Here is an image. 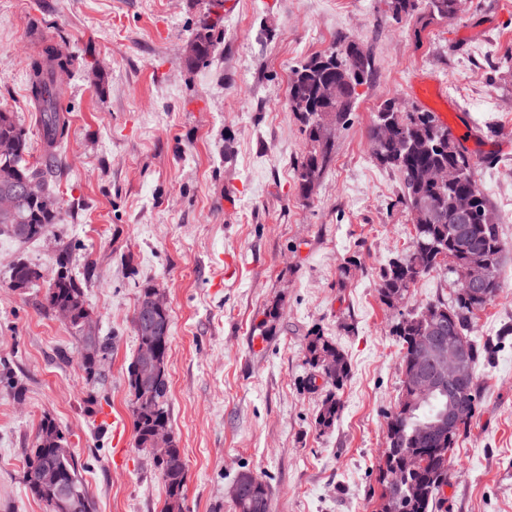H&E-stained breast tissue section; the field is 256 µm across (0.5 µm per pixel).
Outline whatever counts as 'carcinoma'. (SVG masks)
I'll list each match as a JSON object with an SVG mask.
<instances>
[{
    "mask_svg": "<svg viewBox=\"0 0 512 512\" xmlns=\"http://www.w3.org/2000/svg\"><path fill=\"white\" fill-rule=\"evenodd\" d=\"M422 5L433 18L452 19L458 14V0H388L389 10L398 21L413 15ZM220 22L221 15H212L208 8L199 16L191 38L197 46L196 54L183 60L186 67L193 68L210 62L222 35ZM72 63V58L56 55L55 48L50 44L44 45L38 54L30 56L26 62L28 100L37 112V123L49 149L63 141L68 134L57 90L61 78L70 72ZM340 69L347 71L353 82L360 85L371 75L369 56L359 44L339 38L327 50L310 57L293 72L289 101L306 143V153L295 167L296 184L302 200L309 198L312 190L318 186L335 152V140L323 139L321 128L348 125L354 111L345 88L332 103L320 100L321 84L334 78ZM0 141L13 143L11 151L0 153V191L32 182L42 190V194L36 198L16 196L11 214H0V235L4 234L19 244L43 239L52 232L59 217L56 184L62 173L60 161L51 152L41 163L34 165L26 161L29 131L17 119L15 112L2 107ZM369 141L374 160L397 173L402 186L400 202L408 209L413 226L408 252L389 261L377 273V293L382 304L389 307L395 301L407 300L410 289L422 276L442 268L451 273L459 262L475 263L489 274L490 286L484 296L479 297L468 288H458L449 299L426 303L420 311L405 316L404 322L392 328L393 335L399 339L400 366L406 377L416 358V337L426 330L420 319L430 310H438L447 326L453 329L454 335L465 338L469 376L456 391L453 402L469 407V413L475 415L481 402V387L475 368L480 361L490 360L504 336H497L495 341L487 339L481 342L471 336L472 323L475 313L492 301L500 288L503 245L499 223L482 222L476 218L465 225L464 234L458 235L448 217L453 203L464 192L476 194L478 207L486 213L493 210V204L476 183L471 157L435 113L416 108L396 116L391 112V103L386 102L376 114L369 131ZM448 165L460 171V178L453 183L416 180L418 172L423 169ZM40 278L37 269L19 260L11 267L10 287L27 288ZM155 291L156 286L152 284L140 288L132 317L138 348L154 345L155 362L145 364L138 352L127 369L135 444L145 449L149 448V440L155 432H172L167 371L170 339L153 342L147 331L139 326L146 311L151 312L159 323L171 326L170 309L153 308ZM45 300L46 308L53 313L59 309L70 311L67 324L78 337L80 362L86 380L98 382L112 346L106 337L83 338V324L91 318V313L85 301L84 280L73 274L67 247L61 248L55 255V274L48 283ZM304 356L310 369L309 380H316L320 374L323 384L328 386L316 417L317 427L325 431L335 425L343 409L338 392L350 375V366L336 343L319 332L307 336ZM324 356L338 359L336 371L324 370L321 365ZM411 393V387H402L397 407L387 421V431L398 433L400 445L396 449H387L379 473L382 487L380 498H396L400 512H444L445 502L438 493L441 486L448 484V453L461 434L468 430L472 419L461 420L449 433L429 431L427 427L441 413L448 411V393L440 391L434 397L420 400L417 405L408 401ZM152 462L165 488L163 512H183L187 466L177 439H172L171 448L165 455L152 458ZM47 467L59 471L64 481L81 496L84 512H91L66 433L55 420L49 418L43 419L37 428L34 448L26 460L24 483L28 494L44 504L45 512H50L53 493L40 481V471ZM394 467L406 469L407 479L400 486L387 480L389 471ZM236 481L244 487V493L234 503L235 512H269L268 484L250 471L238 474Z\"/></svg>",
    "mask_w": 512,
    "mask_h": 512,
    "instance_id": "carcinoma-1",
    "label": "carcinoma"
}]
</instances>
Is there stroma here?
I'll list each match as a JSON object with an SVG mask.
<instances>
[{"mask_svg": "<svg viewBox=\"0 0 512 512\" xmlns=\"http://www.w3.org/2000/svg\"><path fill=\"white\" fill-rule=\"evenodd\" d=\"M206 6L0 0V107L28 128L29 163L46 151L25 61L46 41L74 58L59 86L69 122L56 149L61 220L21 246L0 237V512H43L23 475L47 417L68 434L92 512H161L165 488L135 446L127 382L146 283L171 309L170 424L188 470L185 512H234L228 488L244 471L269 484L270 512H377L403 374L398 314L381 303L375 275L405 252L413 227L368 134L385 101L424 108L418 81L456 105L457 137L501 224V287L473 334L512 325V0H463L453 19L400 21L388 0H224V39L210 64L190 70L181 49ZM340 37L369 54L373 75L305 203L294 168L306 143L289 85ZM67 245L75 274L93 268L86 304L114 338L94 385L75 334L45 307ZM20 258L42 274L23 291L9 286ZM351 258L358 266L340 281ZM279 299L275 334L261 339L254 328ZM315 330L351 365L326 431L315 426L325 392L309 389L303 352ZM476 372L481 405L451 452L448 512H512V336Z\"/></svg>", "mask_w": 512, "mask_h": 512, "instance_id": "1", "label": "stroma"}]
</instances>
